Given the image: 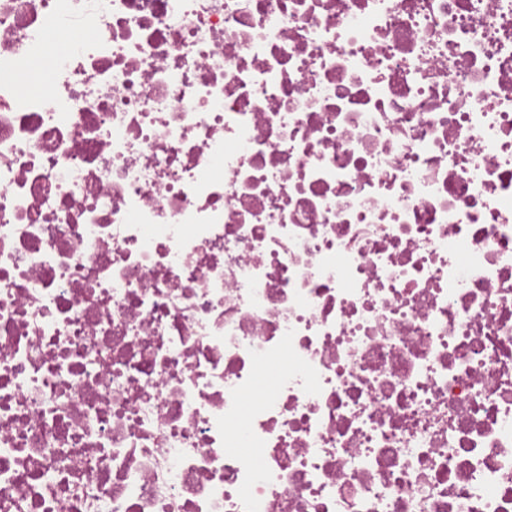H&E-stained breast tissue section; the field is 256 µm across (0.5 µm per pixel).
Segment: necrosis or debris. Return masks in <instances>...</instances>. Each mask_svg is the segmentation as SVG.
<instances>
[{"label": "necrosis or debris", "instance_id": "necrosis-or-debris-1", "mask_svg": "<svg viewBox=\"0 0 512 512\" xmlns=\"http://www.w3.org/2000/svg\"><path fill=\"white\" fill-rule=\"evenodd\" d=\"M0 512H512V0H0Z\"/></svg>", "mask_w": 512, "mask_h": 512}]
</instances>
